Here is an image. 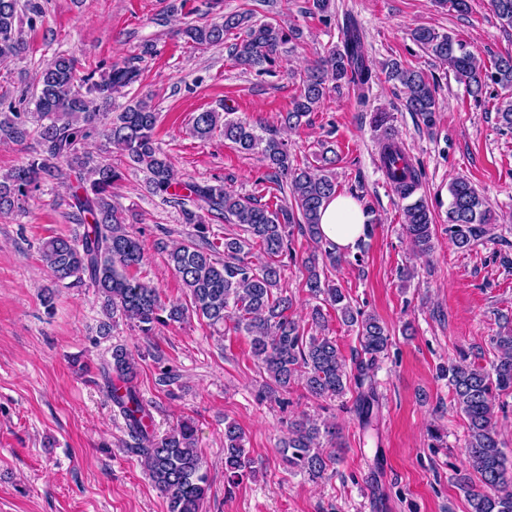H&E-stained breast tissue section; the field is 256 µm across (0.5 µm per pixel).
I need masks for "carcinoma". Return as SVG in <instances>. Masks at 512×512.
<instances>
[{
	"label": "carcinoma",
	"instance_id": "cac0c4a2",
	"mask_svg": "<svg viewBox=\"0 0 512 512\" xmlns=\"http://www.w3.org/2000/svg\"><path fill=\"white\" fill-rule=\"evenodd\" d=\"M493 13L512 29V0H490ZM43 17L38 0H0V60L22 55L27 47L23 25L34 28ZM231 55L248 70L266 73L281 55L295 49L302 32L271 21H257L250 14L232 13L220 21L188 24L182 30L186 43L197 49L223 44L229 35ZM413 40L441 63L448 65L468 93L478 98L490 85L508 91L496 108L497 118L512 129V55L486 66L468 45L448 33L420 27ZM388 79L407 91L405 105L434 122L439 110L435 85L423 72L397 61L387 64ZM141 77L135 66L112 65L98 76L94 72L76 80L75 60L65 54L53 58L36 76L31 98L33 112H1L0 141L35 140L33 155L24 164L0 176V213L9 212L30 197L43 181L69 183L67 206L83 233L53 236L42 241V262L53 283L95 288L107 318L119 315L137 324L150 336L159 325L180 322L195 315L212 327L248 338L250 352L271 383L280 389L299 380L315 398L334 399L354 384V410L366 428L379 408L373 372L388 346L386 326L373 314L353 308L348 297L331 281L321 278L317 258L302 260L304 287L310 296L323 298L324 306L312 309V323L325 329L334 310L341 320L357 327L360 351L346 359L331 337L307 336L293 318L292 298L280 286L281 268L293 256L295 236L323 245L320 218L323 203L336 195V150L327 146L315 163H294L288 141L256 126L225 106L196 113L190 134L208 140L219 130L224 140L244 154H258L265 162L264 180L283 194V203L270 208L252 197L241 196L222 184L180 183L172 161L156 142L159 112L149 95L134 97L112 111L108 107ZM375 73L366 59L356 20L349 18L341 31V46H334L300 75L298 93L281 113L287 128H296L314 112L326 95L347 88L365 103ZM108 120L106 138L123 163L147 174V190L177 207L182 223L194 229V239L167 251V262L184 291V300H161L158 288L130 273L145 260L142 241L125 227L126 218L112 202V188L122 179L119 165L97 159L85 144L100 135ZM380 131L379 160L396 194L413 197L421 187L422 173L405 154L390 124V116L377 115ZM448 236L459 249H468L489 233L493 210L466 178L448 186ZM220 220L241 227L245 236L217 240L209 236V221ZM433 218L425 201L414 200L404 209V229L412 248L429 255L434 250ZM259 247L263 261L251 260ZM494 359L480 366L463 355L443 370L453 395V405L467 420L464 448L466 467L458 478L469 512H512V490L506 489L507 457L498 431V411L505 410L500 396L512 394V329L503 328L491 339ZM111 386L112 404L123 417L129 448L144 459L154 487L166 499L168 512H200L208 489L205 461L196 448V427L183 420L171 432L158 435L152 428L151 405L135 385L136 362L122 347L112 350V365L102 369ZM244 431L235 421L224 422V470L236 484L250 472L244 448ZM342 436L334 427L314 419L290 421L281 439L284 463L311 480L324 477L338 461Z\"/></svg>",
	"mask_w": 512,
	"mask_h": 512
}]
</instances>
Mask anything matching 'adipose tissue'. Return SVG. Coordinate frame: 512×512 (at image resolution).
Here are the masks:
<instances>
[{"label":"adipose tissue","mask_w":512,"mask_h":512,"mask_svg":"<svg viewBox=\"0 0 512 512\" xmlns=\"http://www.w3.org/2000/svg\"><path fill=\"white\" fill-rule=\"evenodd\" d=\"M366 222L367 216L357 200L336 195L323 204L320 231L329 247L346 252L364 239Z\"/></svg>","instance_id":"obj_1"}]
</instances>
